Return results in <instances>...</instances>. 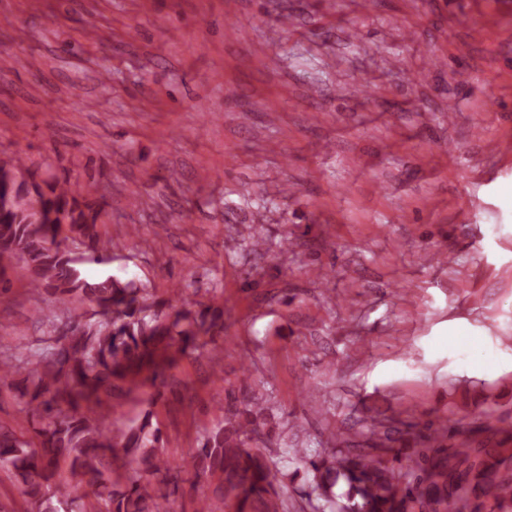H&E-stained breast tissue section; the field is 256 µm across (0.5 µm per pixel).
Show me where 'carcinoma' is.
<instances>
[{
  "label": "carcinoma",
  "mask_w": 512,
  "mask_h": 512,
  "mask_svg": "<svg viewBox=\"0 0 512 512\" xmlns=\"http://www.w3.org/2000/svg\"><path fill=\"white\" fill-rule=\"evenodd\" d=\"M98 193L93 182L76 196L66 182L39 179L19 154L0 159V282L20 261L34 291L63 306L80 297L91 309L88 320H71L40 354L26 391L33 436L0 426V469L13 475L28 512H172L185 471L207 484L196 512H208L213 496L233 512H288L272 458L252 447L267 436V407L245 388L227 393L224 421L176 464L164 460L150 415L112 428L113 391L164 385L165 371L224 322V306L180 292L182 309L169 312L110 270L83 277L84 258L69 245L92 251L99 242ZM449 432L443 423L428 428L419 439L434 447L414 452L406 467L401 451L385 446L387 435L367 448L314 454L293 444L291 459L309 475L313 512H485L490 501L498 512H512V459L461 448L450 465L442 446ZM79 488L83 495H74Z\"/></svg>",
  "instance_id": "carcinoma-1"
}]
</instances>
